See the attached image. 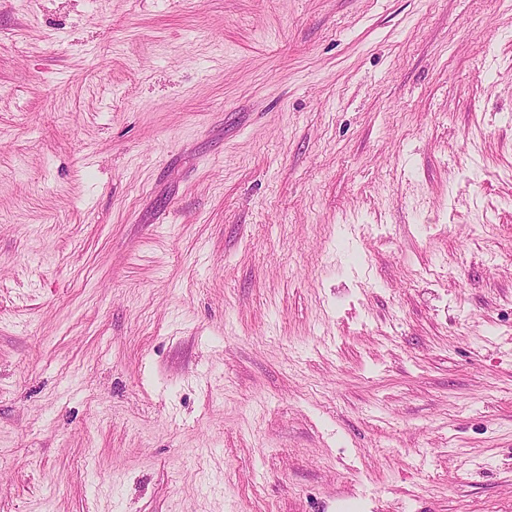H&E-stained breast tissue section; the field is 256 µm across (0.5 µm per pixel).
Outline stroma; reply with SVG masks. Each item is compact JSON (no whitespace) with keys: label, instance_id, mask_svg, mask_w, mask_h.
I'll return each instance as SVG.
<instances>
[{"label":"stroma","instance_id":"obj_1","mask_svg":"<svg viewBox=\"0 0 512 512\" xmlns=\"http://www.w3.org/2000/svg\"><path fill=\"white\" fill-rule=\"evenodd\" d=\"M512 512V0H0V512Z\"/></svg>","mask_w":512,"mask_h":512}]
</instances>
